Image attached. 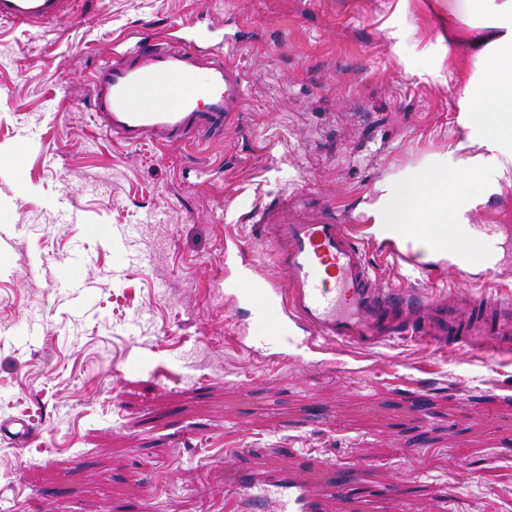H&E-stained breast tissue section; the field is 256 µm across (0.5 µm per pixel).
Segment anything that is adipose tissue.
<instances>
[{"mask_svg":"<svg viewBox=\"0 0 512 512\" xmlns=\"http://www.w3.org/2000/svg\"><path fill=\"white\" fill-rule=\"evenodd\" d=\"M450 13L467 19L469 33L449 36V46L470 54L482 72L468 80L463 96L484 140L507 146L512 166V0H451ZM471 146L462 141L447 159L386 185L373 213L376 223L396 229L424 224L433 251L459 249L465 230L456 221L457 207L482 190L491 165L471 154Z\"/></svg>","mask_w":512,"mask_h":512,"instance_id":"ef3b65f1","label":"adipose tissue"}]
</instances>
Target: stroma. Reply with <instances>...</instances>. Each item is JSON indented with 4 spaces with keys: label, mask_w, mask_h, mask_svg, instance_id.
Instances as JSON below:
<instances>
[{
    "label": "stroma",
    "mask_w": 512,
    "mask_h": 512,
    "mask_svg": "<svg viewBox=\"0 0 512 512\" xmlns=\"http://www.w3.org/2000/svg\"><path fill=\"white\" fill-rule=\"evenodd\" d=\"M237 35L247 87L222 138L126 148L95 129L87 80L127 28L199 12ZM448 0H74L0 25V512H234L224 457L314 490L356 469L362 512H512V355L390 342L256 349L274 326L224 278L271 271L249 211L308 191L370 227L381 186L463 141L471 59ZM206 176H199L198 166ZM512 225V181L472 206ZM237 237L243 258L221 264ZM383 286L426 301L512 295V261L433 278L365 243ZM396 484L402 500L380 496ZM0 438L10 441L19 449H24L35 443L38 432L23 418L0 419Z\"/></svg>",
    "instance_id": "stroma-1"
}]
</instances>
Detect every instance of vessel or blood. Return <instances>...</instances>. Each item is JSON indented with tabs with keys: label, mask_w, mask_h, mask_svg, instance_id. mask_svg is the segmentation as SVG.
Returning a JSON list of instances; mask_svg holds the SVG:
<instances>
[{
	"label": "vessel or blood",
	"mask_w": 512,
	"mask_h": 512,
	"mask_svg": "<svg viewBox=\"0 0 512 512\" xmlns=\"http://www.w3.org/2000/svg\"><path fill=\"white\" fill-rule=\"evenodd\" d=\"M72 2L0 0V22L51 24L70 15ZM213 31L188 20L162 39L128 32L90 78V109L98 128L129 147L191 144L223 133L240 116L246 89L241 71L227 58L230 41L216 39ZM253 222L271 242L284 283L252 289L263 273L249 265L228 282L226 299L238 310L279 315L272 338L277 348H287L302 334L311 343L356 348L397 338L468 351L489 339L496 352L512 351L511 300L477 298L461 317L447 302H421L380 286L360 237L333 207L302 213L283 195L259 208ZM466 231L479 240L488 272H497L501 251L512 247V226L470 224ZM389 250L397 261L425 270L426 247L419 237L396 235ZM0 438L24 449L38 432L25 419H0ZM226 481L239 512H325L329 501L355 512L349 491L356 476L348 469L332 470L319 494L298 474L273 466L252 472L230 463Z\"/></svg>",
	"instance_id": "vessel-or-blood-1"
}]
</instances>
